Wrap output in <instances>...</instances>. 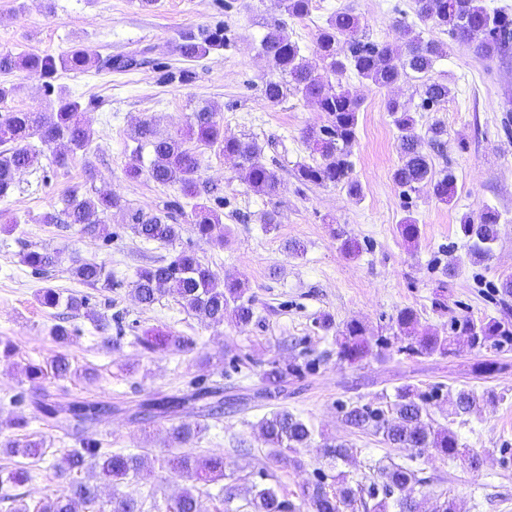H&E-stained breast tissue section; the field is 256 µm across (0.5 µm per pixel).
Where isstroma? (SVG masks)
<instances>
[{
	"label": "stroma",
	"mask_w": 512,
	"mask_h": 512,
	"mask_svg": "<svg viewBox=\"0 0 512 512\" xmlns=\"http://www.w3.org/2000/svg\"><path fill=\"white\" fill-rule=\"evenodd\" d=\"M340 8L359 15L374 41L400 42L406 22L423 39L439 38L444 54L432 76L451 89L448 100L428 112L418 107L417 78L379 88L352 74L341 77L342 86L361 100L350 148L353 173L363 187L359 200L342 187L305 184L296 177L298 165L313 159L303 133L326 124L325 113L300 95L275 107L263 98L265 84L275 73L260 53V41L266 22L283 17L279 0H157L147 10L139 0H0L2 53L58 56L85 45L102 61L147 47L153 58L126 72L100 63L80 73H58L54 86L86 109L89 144L63 166L56 164L51 150L38 146L33 169L8 198L0 199V340L14 346L12 357L0 358V433L11 434V422L23 419L47 446L43 458L30 465L31 481L21 488L28 499L56 493L55 466L76 445L75 437L43 425L29 403L13 402L19 394L45 393L61 403L88 399L111 405V414L86 428L85 436L105 448L143 454L154 467L158 458L175 450L169 441L173 426L204 421L209 430L191 449L227 458L226 472L236 494L231 512H246L256 485L278 486L289 499L300 501L303 486L328 467L323 456L327 438L353 450L348 461L337 465L348 484H370L382 467L400 464L417 474L415 496L422 512H433L448 499L456 512H512L511 349L478 352L461 344L448 356L413 357L379 346L351 365L337 358L333 333L319 326L327 316L336 326L358 321L372 335L389 337L398 311L411 308L420 317V331L444 336L455 316L512 318V294L498 288L501 279L512 276V126L504 123L505 109L512 106V60L486 61L472 46L435 35L417 21L413 0H312L308 16L288 21L290 38L306 56H313L319 30ZM218 24L227 31L228 46L183 61L176 50L180 34ZM1 82L15 91L0 103V113L47 112L54 104L42 80L28 72L0 74ZM392 98L410 110L418 133H426L437 121L446 127L448 143L431 159L434 175L448 169L455 175L451 204L439 203L427 186L403 199L392 178L401 162L398 131L387 110ZM206 104L219 107L226 135L256 138L266 163L281 178L278 196L264 197L240 180L233 158L218 148L200 147V178L224 198L220 244L199 239L188 228L194 201L179 185L127 174L134 162L131 136L140 120L155 119L159 132L173 134L185 128L194 109ZM75 187L84 194L112 192L126 201V209L102 216L108 238L84 234L75 226L42 223L45 213L63 208ZM169 201L181 206V246L193 249L217 279H237L252 294L256 315L246 328L229 320L221 325L203 322L169 296L148 308L135 300L131 282L136 270L169 257L172 249L137 237L128 211L150 212ZM487 206L501 215L500 235L491 256L478 261L471 257L459 224L463 215H478ZM408 215L420 228L412 244L398 232ZM340 229L359 243L357 257L341 251L336 239ZM292 241L303 245L302 254L289 252ZM26 247L60 252L61 261L46 275L32 274L21 261ZM78 259L105 264L114 279L112 290L79 281L72 273ZM44 287L89 296L91 311L119 319L118 342H108L83 313L63 319L57 310L40 306L36 295ZM61 320L73 330L63 350L73 367L93 369V379L29 378V364L45 363L62 349L50 334ZM146 334L182 336L190 345L152 353L137 342ZM311 359L314 370L288 377L278 397H261V374L270 362ZM487 359L497 362V371L478 374L477 363ZM405 385L438 391V401L429 408L431 419L451 425L460 443L479 453V468L431 448L390 447L381 436L345 423L342 405L382 406ZM200 387L220 388L233 406L214 417L195 407L147 423L133 416L147 400ZM462 390L482 397L464 424L448 417L450 401ZM282 407L311 424L317 436L310 447L273 464L258 422ZM80 478L97 485L100 503L117 492L154 504V512H165L166 503L183 486L179 477L156 467L148 479L116 486L90 471Z\"/></svg>",
	"instance_id": "stroma-1"
}]
</instances>
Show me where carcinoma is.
Wrapping results in <instances>:
<instances>
[{
    "mask_svg": "<svg viewBox=\"0 0 512 512\" xmlns=\"http://www.w3.org/2000/svg\"><path fill=\"white\" fill-rule=\"evenodd\" d=\"M283 12L292 19H300L310 11L311 0H280ZM414 13L425 25L448 35L461 44H475V51L485 59L504 60L512 53V16L502 12H490L483 0H414ZM224 30L184 32L179 36L176 50L188 61H193L224 49ZM261 52L278 72V78L270 80L264 88L268 104L275 106L289 95L300 94L314 101L328 118V124L305 130L304 138L312 152L319 155L313 163L301 164L297 178L305 183L324 186L342 185L347 194L358 199L363 195L359 181L352 176V163L348 148L356 139L360 100L349 90L333 88L325 83L318 69L343 76L352 72L377 87H390L413 73L422 80L420 108L430 111L448 99L450 88L444 81L429 77L434 65L443 54L439 41L423 40L409 25L403 29V44L393 45L369 39L363 31L358 15L341 8L336 10L325 27L319 30L315 42V55L321 62L317 67L302 54L300 45L291 40L285 24L275 21L267 25V32L260 43ZM98 62L97 54L87 46H77L65 55L30 54L14 56L0 54V73L9 74L24 70L45 80L48 91L58 72L83 71ZM109 67L126 71L147 63L137 55H119L107 59ZM387 110L394 115L399 132L398 142L401 164L393 172L394 182L404 194L417 192L424 185L430 186L434 197L445 204L455 193V176L448 171L435 178L432 174L430 155L426 148L444 146L445 130L434 125L424 139L416 132V122L399 101L391 99ZM80 102L61 90L56 98V111H15L0 113V198L9 196L21 174L34 166L37 154L30 148V140L53 150L56 162L63 166L69 155L85 149L88 130L82 119ZM133 140L136 151L148 147L152 153L147 168L133 165L129 174L146 175L159 184L177 183L184 194L195 198L213 193L212 188L200 182V157L187 146L194 140L206 147H218L224 155L237 160L239 178L253 191L265 197L276 196L281 180L276 169L263 160V147L256 140L245 136H227L219 112L212 105L201 106L190 117L187 134L176 133L162 136L151 119H144L135 127ZM122 199L112 193L97 192L91 196L79 194L78 189L69 191L66 206L43 217L46 224L78 225L80 231L99 235V215L112 209H122ZM501 216L491 207L484 208L477 217L466 216L460 224V232L470 242L471 256L486 259L498 239ZM173 207L146 213L134 210L130 214L131 230L138 237L164 245L174 244L181 236L182 225L172 223ZM192 231L200 238L224 239L221 216L206 203L195 204L191 214ZM22 263L35 274H43L60 262V253L28 249L22 253ZM74 275L92 288L110 289L114 282L106 267L96 261H75ZM137 301L144 307L152 306L160 297L170 295L185 309L211 324H222L229 318L245 326L255 315L253 296L244 284L230 277L224 279V287L216 284V275L208 264L194 252L180 250L172 256L139 268L132 281ZM40 305L48 309L64 307L71 311L88 308L89 298L45 287L38 295ZM395 324L399 342L398 351L410 356H446L453 352V345L466 340L470 348L479 352L512 348V320L489 318L477 320L469 316L452 318L449 336L421 333L418 330V314L411 308L400 310ZM336 355L350 364L356 363L372 351V336L361 323L351 321L336 330ZM34 378H65L77 373L67 354L57 353L46 364L28 366ZM303 371L298 364L282 366L271 363L262 374L265 398H275L289 376ZM437 398L429 392H421L410 386L396 390L393 403L387 408L370 404L342 406L346 423L360 430H371L383 437L395 448H433L448 459L466 458L472 465L480 463V457L472 448L463 447L457 435L448 427L433 423L428 405ZM188 404H197L211 415L224 409V400L217 389L200 388L184 396H167L139 407L136 417L149 421L178 412ZM31 405L38 418L63 430L79 431L95 424L112 412V408L99 402L75 401L63 405L46 395L35 397ZM476 397L469 391H460L451 402L448 415L457 418L472 412ZM27 426L25 421L13 423L19 434L0 439V447L12 456L36 458L45 454L44 440L33 434L20 433ZM261 434L271 448L269 460L277 464L286 452L310 447L314 429L299 416L285 410H277L259 423ZM207 425L199 421L182 422L172 428L171 442L184 447L200 439ZM79 447L68 450L57 465V476L65 481L66 488L55 497H47L35 503L25 495L14 494L0 498L7 503V512H81L83 506H96L98 486L84 483L76 474L92 469L104 480L114 483L134 479L147 468V461L134 452H114L94 440H80ZM324 457L330 465L347 459L352 449L333 442H324ZM160 467L185 480L191 485L166 504L165 512H199V498L210 494L211 485L228 477L227 464L221 454L198 455L181 452L160 460ZM31 480L30 471L23 466L0 470V484L20 487ZM419 483L414 471L394 464L384 472L381 483L370 486L368 497L374 500L373 512H389L395 507L405 512L408 500L414 498L415 485ZM362 502L359 489L349 486L332 487L324 481L304 487L301 502L296 504L280 494L272 485H256L247 501V512H357ZM146 502L131 497L112 494L109 510L97 512H145Z\"/></svg>",
    "mask_w": 512,
    "mask_h": 512,
    "instance_id": "carcinoma-1",
    "label": "carcinoma"
}]
</instances>
